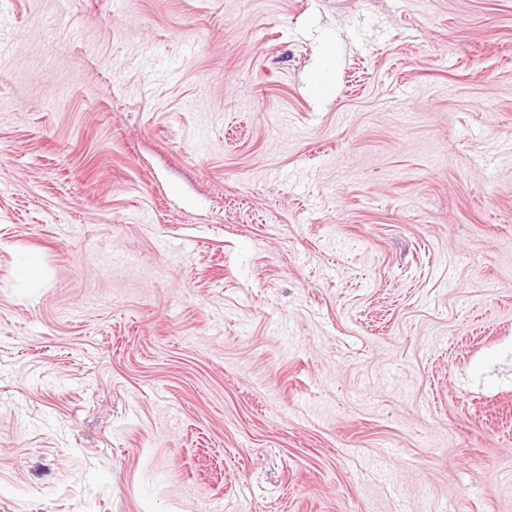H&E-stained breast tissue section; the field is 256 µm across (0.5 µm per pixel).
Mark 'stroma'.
I'll return each mask as SVG.
<instances>
[{
	"instance_id": "obj_1",
	"label": "stroma",
	"mask_w": 512,
	"mask_h": 512,
	"mask_svg": "<svg viewBox=\"0 0 512 512\" xmlns=\"http://www.w3.org/2000/svg\"><path fill=\"white\" fill-rule=\"evenodd\" d=\"M0 512H512V0H0Z\"/></svg>"
}]
</instances>
